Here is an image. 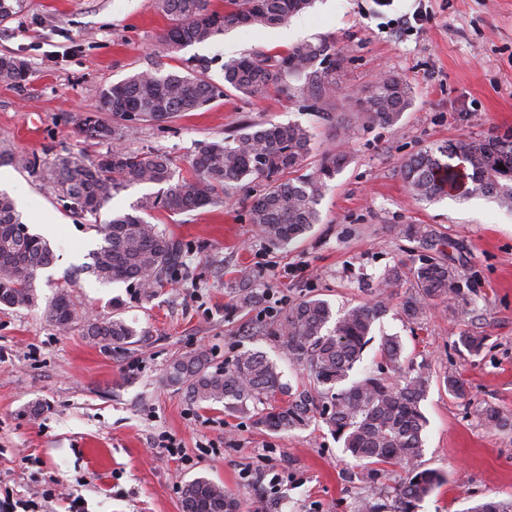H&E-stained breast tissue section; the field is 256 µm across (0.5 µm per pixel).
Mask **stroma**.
<instances>
[{
    "label": "stroma",
    "instance_id": "stroma-1",
    "mask_svg": "<svg viewBox=\"0 0 512 512\" xmlns=\"http://www.w3.org/2000/svg\"><path fill=\"white\" fill-rule=\"evenodd\" d=\"M416 14L419 24L395 28L396 19ZM289 24L298 40L333 36L344 47L341 95L361 96L391 71L406 76L413 100L399 125L376 124L348 139L341 126L287 96L233 92L173 121L140 125L125 140L133 150L165 152L183 171L200 146L245 123H298L313 128L318 147L344 146L351 161L331 182L320 223L287 247L271 246L249 220L257 185L184 214L147 213L186 252L174 286L146 298L123 283H101L82 266L101 243L96 225L131 211L154 186L125 187L99 214L84 216L6 167V191L31 232L55 224L47 235L55 262L38 278L37 305H0V486L14 498L40 501V512H68L76 496L87 512H182V487L205 476L250 512H358L368 491L322 420L273 433L257 425L254 411L230 416L223 404L192 403L165 376L190 351L206 350L223 367L251 350L274 361L292 389L309 388L303 364L277 334L289 307L315 296L338 312L382 293L388 308L354 375L376 373L377 339L394 335L405 357L435 377L421 404L428 421L421 464L447 483L417 512L512 504V429L482 416L492 406L512 417V210L483 196L418 201L400 173L424 147L512 129V0H315ZM169 25L157 0H25L21 13L0 24V54L20 57L29 69L21 85L0 83V140L19 153L92 158L107 146L86 138L79 120L96 112L110 121L101 96L113 83L154 67L180 70L193 56L210 59L209 76L220 83L224 61L290 47L278 28L249 26L171 51L163 42ZM407 224L431 226L460 261L456 301L432 307L420 327L401 311L403 288L380 287L384 272L418 258L400 233ZM243 288L257 289L258 301L241 304ZM61 289L80 313L124 318L138 332L135 343L91 339L79 323L58 331L45 308ZM464 332L483 337L479 353L460 344ZM448 370L460 374L465 398L440 383ZM34 404L40 414L30 413ZM162 433L180 441L185 459L152 447ZM266 448L282 476L270 492L241 478L244 467L261 468ZM45 490L52 498H42Z\"/></svg>",
    "mask_w": 512,
    "mask_h": 512
}]
</instances>
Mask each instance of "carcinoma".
Returning <instances> with one entry per match:
<instances>
[{
    "mask_svg": "<svg viewBox=\"0 0 512 512\" xmlns=\"http://www.w3.org/2000/svg\"><path fill=\"white\" fill-rule=\"evenodd\" d=\"M158 8L174 21L164 41L173 49L205 42L244 26L273 27L308 8L312 0H224V10L210 8V0H157ZM24 8V0H0V23ZM342 48L334 37L295 44L282 54L257 53L222 65L224 85L211 81L212 61L192 57L183 71L164 73L159 68L138 72L106 89L103 108L112 125L98 118L80 119L82 132L113 147L88 161L80 155L58 156L48 163L40 156L19 154L0 143V165H12L36 178L41 188L71 211L96 214L123 187L148 184L157 191L145 196L134 213H119L96 226L100 247L80 266L98 280L123 281L150 297L157 288L177 280L184 246L138 212L162 210L178 215L222 202L243 183L263 185L251 204L250 221L271 244L285 246L308 233L320 221L318 206L329 182L349 161L344 149L325 148L314 164L315 134L299 124L259 123L236 130L222 141L201 147L191 161L192 175L185 177L172 160L155 150L133 151L120 142L146 122L162 123L185 112L202 109L230 91L262 99L272 92L286 93L305 110L333 122L342 63ZM27 63L0 55V82L26 80ZM412 102L406 77L389 72L373 81L367 94L353 100L351 121L367 128L375 124L396 126ZM505 169H498L499 165ZM412 195L434 201L450 191L493 196L512 208V135L462 137L421 149L401 166ZM426 250L440 239L422 224L400 230ZM0 304L6 307L36 305L39 271L50 266L53 253L40 235L29 232L14 201L0 194ZM410 289L401 309L408 321L419 323L436 300L457 292L460 276L455 259L438 252L421 255L410 270ZM388 299L353 306L335 316L327 301L309 297L288 309L280 323L282 348L302 360L313 391L291 393L281 381L276 364L260 352L241 353L230 367L211 369L204 350L175 358L168 367L171 385L183 388L195 403L222 402L233 414L247 403L261 404L259 423L274 432L290 431L320 418L344 439V450L361 467L360 479L371 490L386 477L385 466L402 465L403 482L393 489L391 501L364 502L360 512H415L418 504L442 486L447 477L422 468V433L426 418L420 403L430 387V375L405 369L403 345L396 336L380 340L382 364L393 379L366 376L349 381L371 341L374 322L387 310ZM47 318L57 330L69 331L78 319L68 293L58 291L49 301ZM86 335L94 340L123 345L136 330L121 318L105 322L84 321ZM442 383L448 393L463 398L462 379L450 372ZM183 512H243L242 503L224 486L198 477L182 488Z\"/></svg>",
    "mask_w": 512,
    "mask_h": 512,
    "instance_id": "obj_1",
    "label": "carcinoma"
}]
</instances>
